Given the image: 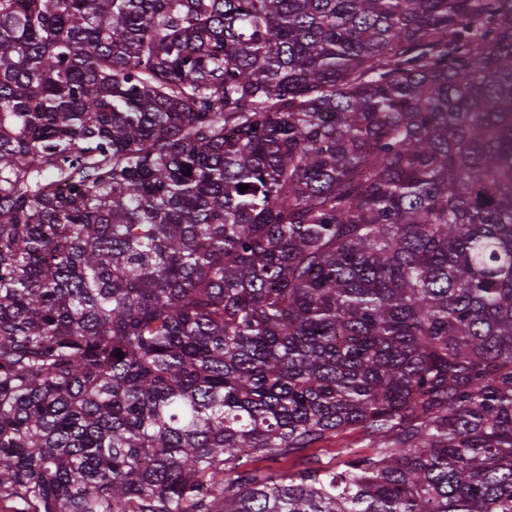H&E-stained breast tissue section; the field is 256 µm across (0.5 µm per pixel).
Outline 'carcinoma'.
Here are the masks:
<instances>
[{
  "instance_id": "cac0c4a2",
  "label": "carcinoma",
  "mask_w": 512,
  "mask_h": 512,
  "mask_svg": "<svg viewBox=\"0 0 512 512\" xmlns=\"http://www.w3.org/2000/svg\"><path fill=\"white\" fill-rule=\"evenodd\" d=\"M0 498L512 512V0H0ZM374 440V437L369 434L366 429L356 427L341 432L332 440L316 443L297 456L289 457L288 459H280L278 461L260 459L254 463H250V466L259 468L265 473L292 474L303 467L300 465V462L303 460L300 457L306 456L319 459L320 466L339 469L341 468L342 460L345 459L344 455L341 453L343 448H354L359 452L370 453L374 449Z\"/></svg>"
}]
</instances>
